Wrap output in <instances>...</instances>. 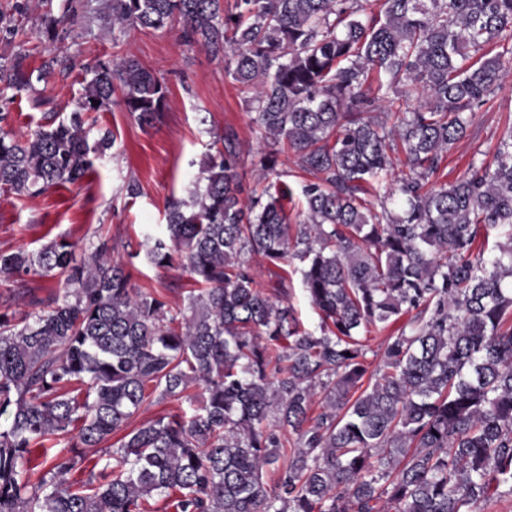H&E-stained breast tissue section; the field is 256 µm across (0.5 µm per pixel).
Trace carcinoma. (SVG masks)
Wrapping results in <instances>:
<instances>
[{"label":"carcinoma","instance_id":"1","mask_svg":"<svg viewBox=\"0 0 512 512\" xmlns=\"http://www.w3.org/2000/svg\"><path fill=\"white\" fill-rule=\"evenodd\" d=\"M26 10L0 8L1 40L65 38L68 7L22 32ZM109 15L121 33L178 24L224 59L271 146L260 169L283 143L317 181L290 222L291 189L246 192L227 130L139 248L0 252L6 286L67 285L25 313L10 288L0 302V512H144L154 496L173 512H483L511 496L512 124L493 161L436 175L512 67V0H381L371 15L361 0H109ZM24 60L0 57L1 96L46 80L51 66ZM112 106L150 127L168 89L113 55L69 117L18 134L1 112L0 189L79 181L114 142L90 138L85 115ZM496 229L509 245L471 258ZM141 256L196 287L176 305L134 288ZM258 257L299 262L319 329L256 287ZM407 313L372 366L359 333ZM165 399L187 407L130 427ZM99 453L106 472L73 489L66 476Z\"/></svg>","mask_w":512,"mask_h":512}]
</instances>
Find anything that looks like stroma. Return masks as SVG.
Returning a JSON list of instances; mask_svg holds the SVG:
<instances>
[{
    "label": "stroma",
    "instance_id": "stroma-1",
    "mask_svg": "<svg viewBox=\"0 0 512 512\" xmlns=\"http://www.w3.org/2000/svg\"><path fill=\"white\" fill-rule=\"evenodd\" d=\"M105 0H71L66 25L68 36L53 50L24 37L0 41V55H23L29 68L54 61L48 81L13 101L0 100L13 130L26 133L43 123L48 112L70 114L78 97L84 70L112 54L129 53L162 78L169 90V105L160 122L141 127L119 108L93 113L86 121L94 132L111 131L115 142L106 156L81 182L65 184L35 198H20L0 191V251L24 247L35 250L63 236L77 250L91 249L102 236L125 241L142 240L145 232L164 222L171 197L186 194L191 175L197 173L218 133L234 128L241 141L242 170L249 184H257L252 161L265 143L253 131L244 95L224 71L223 59L197 44L185 43L180 28L132 30L113 35L104 10ZM512 123V77L489 107L477 112L466 136L444 158L439 180L451 183L461 176L476 154L492 159L507 124ZM136 181V196L126 186ZM259 286L272 290L284 284L288 303L300 322L317 329L320 313L306 298L295 266L276 267L258 262ZM132 283L145 291L162 292L180 301L190 286L187 273L137 262Z\"/></svg>",
    "mask_w": 512,
    "mask_h": 512
}]
</instances>
